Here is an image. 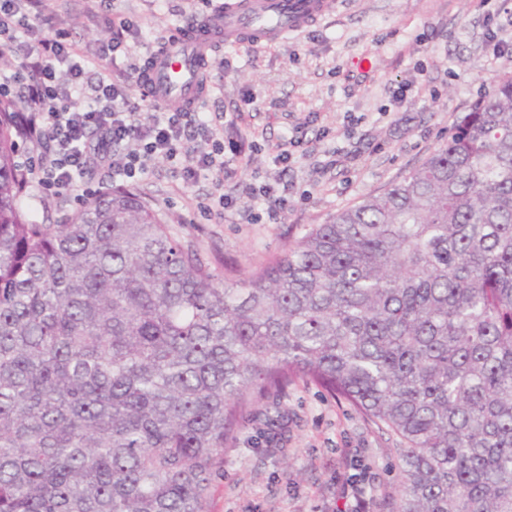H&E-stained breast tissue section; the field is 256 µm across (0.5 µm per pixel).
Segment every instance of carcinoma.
Returning <instances> with one entry per match:
<instances>
[{"label":"carcinoma","instance_id":"1","mask_svg":"<svg viewBox=\"0 0 512 512\" xmlns=\"http://www.w3.org/2000/svg\"><path fill=\"white\" fill-rule=\"evenodd\" d=\"M0 98V512H208L258 400L396 436L394 512H512V75L381 196L222 283L136 194L28 219Z\"/></svg>","mask_w":512,"mask_h":512}]
</instances>
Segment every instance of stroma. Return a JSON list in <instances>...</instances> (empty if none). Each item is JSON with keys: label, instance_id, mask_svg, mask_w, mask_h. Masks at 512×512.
Masks as SVG:
<instances>
[{"label": "stroma", "instance_id": "35a3bbf8", "mask_svg": "<svg viewBox=\"0 0 512 512\" xmlns=\"http://www.w3.org/2000/svg\"><path fill=\"white\" fill-rule=\"evenodd\" d=\"M219 0H50L49 27L91 57L89 78L126 79L148 52L190 15ZM319 24L287 43L212 54L203 112L241 113L257 148L228 179L184 187L182 160L157 158L133 183L96 167L90 190L129 187L161 214L223 281L239 282L293 248L311 228L385 191L418 169L451 135L459 117L507 73L512 0L491 12L485 0H334ZM131 20L120 48L95 63L113 20ZM253 97L245 105V97ZM298 142L287 167L272 145ZM288 185V208L269 218L255 187ZM237 199L209 210L212 194ZM80 205L72 194L30 188L28 206L44 224H60ZM396 440L345 402L306 380L260 400L224 447V476L210 512H348L366 492L369 512H393L399 495Z\"/></svg>", "mask_w": 512, "mask_h": 512}]
</instances>
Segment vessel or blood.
Here are the masks:
<instances>
[{"label": "vessel or blood", "mask_w": 512, "mask_h": 512, "mask_svg": "<svg viewBox=\"0 0 512 512\" xmlns=\"http://www.w3.org/2000/svg\"><path fill=\"white\" fill-rule=\"evenodd\" d=\"M332 0H225L206 18L187 21L178 37L150 51L139 88L151 102L193 111L206 94L202 61L222 46L259 47L286 40L328 13Z\"/></svg>", "instance_id": "1"}]
</instances>
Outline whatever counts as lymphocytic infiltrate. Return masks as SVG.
I'll return each instance as SVG.
<instances>
[{
    "mask_svg": "<svg viewBox=\"0 0 512 512\" xmlns=\"http://www.w3.org/2000/svg\"><path fill=\"white\" fill-rule=\"evenodd\" d=\"M46 0H0V46L18 53V68L0 73V94L23 82V106L16 112L24 137L40 134L46 149L25 175L37 189L79 191L95 164H105L137 180L154 158H187L183 180L196 183L201 172L223 174L230 165L249 161L245 141L225 143L224 126L203 112H170L134 95V80L118 85L98 80L85 84V69L74 46L55 32L34 44L22 35L47 21ZM101 138L91 142V131Z\"/></svg>",
    "mask_w": 512,
    "mask_h": 512,
    "instance_id": "1",
    "label": "lymphocytic infiltrate"
}]
</instances>
